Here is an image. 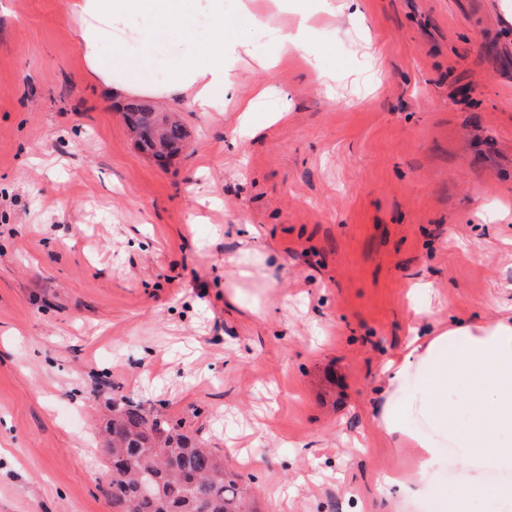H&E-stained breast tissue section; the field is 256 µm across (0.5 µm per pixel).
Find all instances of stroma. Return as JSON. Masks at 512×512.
I'll use <instances>...</instances> for the list:
<instances>
[{"instance_id": "1", "label": "stroma", "mask_w": 512, "mask_h": 512, "mask_svg": "<svg viewBox=\"0 0 512 512\" xmlns=\"http://www.w3.org/2000/svg\"><path fill=\"white\" fill-rule=\"evenodd\" d=\"M74 27L0 0V512H112L123 395L258 512H432L386 489L414 456L371 418L415 316L512 317V0H256L224 69L283 97L252 136L235 102L154 100L190 133L164 168Z\"/></svg>"}]
</instances>
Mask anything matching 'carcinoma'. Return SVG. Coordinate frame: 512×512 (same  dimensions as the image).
Returning <instances> with one entry per match:
<instances>
[{
    "label": "carcinoma",
    "instance_id": "cac0c4a2",
    "mask_svg": "<svg viewBox=\"0 0 512 512\" xmlns=\"http://www.w3.org/2000/svg\"><path fill=\"white\" fill-rule=\"evenodd\" d=\"M140 149L166 166L183 148V124L165 121L145 100L122 107ZM103 451L111 469L113 512H252L246 492L224 471V456L204 448L182 421L131 397L112 400Z\"/></svg>",
    "mask_w": 512,
    "mask_h": 512
}]
</instances>
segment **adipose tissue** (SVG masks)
I'll use <instances>...</instances> for the list:
<instances>
[{"mask_svg":"<svg viewBox=\"0 0 512 512\" xmlns=\"http://www.w3.org/2000/svg\"><path fill=\"white\" fill-rule=\"evenodd\" d=\"M75 19L85 63L111 95L146 92L189 98L197 111L221 109L233 95L224 72L225 52L240 43L227 37L224 0H61ZM134 41L137 57L103 56L100 47ZM177 61L172 81L155 85L149 69L155 51ZM384 401L372 425L415 448V477L387 476L405 497L453 452L464 470L455 498L435 496V512H464L470 496L488 493L512 508V482L489 483L495 470L512 472V321L475 322L449 317L448 326L414 329L404 352L382 372Z\"/></svg>","mask_w":512,"mask_h":512,"instance_id":"ef3b65f1","label":"adipose tissue"}]
</instances>
